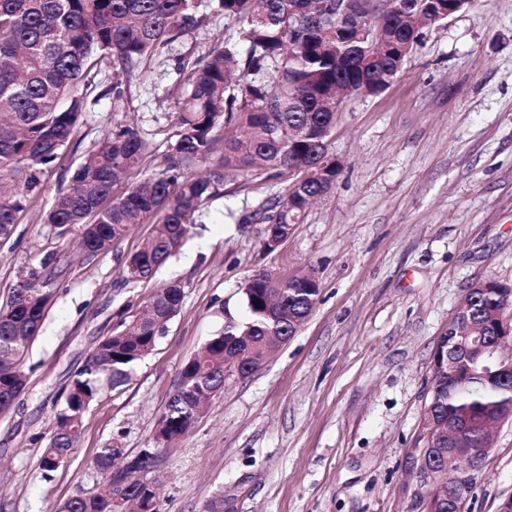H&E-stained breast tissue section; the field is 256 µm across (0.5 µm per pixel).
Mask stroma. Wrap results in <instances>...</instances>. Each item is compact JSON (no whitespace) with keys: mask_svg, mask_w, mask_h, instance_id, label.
<instances>
[{"mask_svg":"<svg viewBox=\"0 0 512 512\" xmlns=\"http://www.w3.org/2000/svg\"><path fill=\"white\" fill-rule=\"evenodd\" d=\"M223 33V16L210 15L123 79L118 97L110 61L90 71L76 132L0 239V301L47 255L66 261L25 357L26 386L0 411V512H54L99 490L94 459L107 446L155 452L158 512H205L218 495L224 512H420L406 460L424 445L438 338L469 283L512 285V0H471L426 34L387 89L345 100L329 137L336 185L276 249L246 217L283 196L288 178L257 174L226 182L153 276L126 282L124 260L151 225L87 257L42 214L106 134L130 126L149 144L130 181L164 169L178 134L177 67L203 64ZM306 271L320 295L300 330L248 376L228 373L190 430L157 445L184 364L225 315L242 318L248 280ZM173 283L183 300L154 350L121 390L102 392L67 460L44 476L38 458L92 349ZM511 494L512 422L494 433L466 512H497Z\"/></svg>","mask_w":512,"mask_h":512,"instance_id":"stroma-1","label":"stroma"}]
</instances>
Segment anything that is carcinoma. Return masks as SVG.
I'll return each instance as SVG.
<instances>
[{
	"instance_id": "1",
	"label": "carcinoma",
	"mask_w": 512,
	"mask_h": 512,
	"mask_svg": "<svg viewBox=\"0 0 512 512\" xmlns=\"http://www.w3.org/2000/svg\"><path fill=\"white\" fill-rule=\"evenodd\" d=\"M336 0H0V185L30 190L36 173L52 164L70 141L87 108L77 84L98 59L112 60L114 74L127 76L156 52L173 44L204 21L207 5L233 22L232 33L207 60L191 70L178 113L174 157L160 173L119 190L139 167L149 147L127 127L105 136V145L86 155L67 188L54 199L44 222L57 237L77 231L88 256L110 250L137 224L154 225L139 250L128 255L124 279L139 282L180 247L191 225L210 201L224 195L226 178L272 171L296 172L285 198L269 199L252 219L280 230L304 222V197L326 195L336 182V163L323 169L322 157L336 123V97L383 91L422 43L425 33L448 10V0H375V16H384L383 38L392 46L370 61L359 41L357 24L336 29V16L313 17ZM229 129L219 140L214 131ZM195 162L208 172L195 176L183 169ZM25 196L0 191V238L10 236ZM58 262L31 268L0 305V409L13 404L27 375L24 359L38 335L60 275ZM509 288L491 281L471 283L466 297L476 322L492 319ZM283 318L266 311L265 291L244 293L246 318L222 326L185 363L181 380L159 418L158 427L173 436L187 432L205 409L196 394L224 390V355L239 351L240 336L253 340L258 359L274 349L268 336H293L291 316L309 312L319 289L294 278L280 288ZM182 289L171 284L149 301L142 315H132L99 341L89 363L73 380L64 407L38 460L44 474L65 462L80 436L86 412L106 387H121L129 368L152 351L177 314ZM260 306H255V303ZM512 408V376L460 382L444 375L433 380L423 420L434 424L457 418L477 436L483 425ZM114 448L102 449L95 466L106 477L96 493L80 492L58 512H116L114 501L157 512L156 493L147 473L155 455L132 460L126 476L114 475ZM435 478L419 484L422 512H454L442 491L441 470L448 465V441L427 455Z\"/></svg>"
}]
</instances>
